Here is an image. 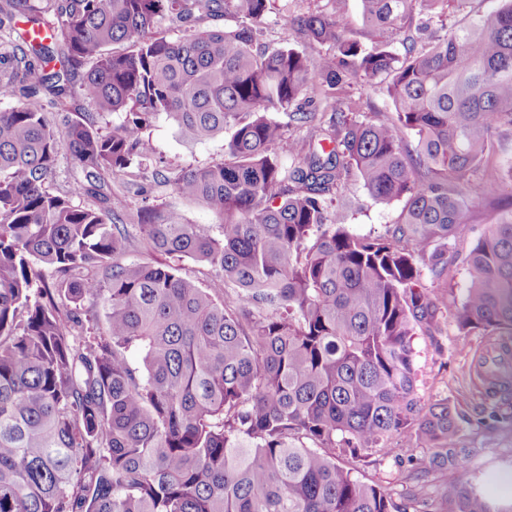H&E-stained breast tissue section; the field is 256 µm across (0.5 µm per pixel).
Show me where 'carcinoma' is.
I'll return each mask as SVG.
<instances>
[{"label": "carcinoma", "instance_id": "obj_1", "mask_svg": "<svg viewBox=\"0 0 512 512\" xmlns=\"http://www.w3.org/2000/svg\"><path fill=\"white\" fill-rule=\"evenodd\" d=\"M450 1L467 7L361 0L350 37L335 0L334 13L294 19L319 47L309 57L253 49L273 0H3L1 15L31 27L0 71V512H407L336 451L370 464L396 444L441 463L455 447L448 402L418 401L414 342L447 324L423 278L453 280L448 242L474 176L493 215L466 256L453 321L512 336V198L498 197L512 162L484 178L512 133V0L388 50L400 33L444 29ZM219 17L234 27L197 28ZM163 23L184 35L142 38ZM60 33L57 57L45 40ZM122 41L128 51L109 50ZM34 59L59 68L34 85ZM314 77L332 99L322 114L307 109ZM354 78L385 83L389 119L356 115ZM41 85L77 90L90 111L54 126ZM281 111L306 138L269 116ZM114 113L123 122L102 131ZM160 114L196 141L231 132L224 161L173 180L219 217L217 235L173 207L142 209L131 230L72 203L151 155L143 132ZM63 151L83 180L53 193ZM352 179L403 203L383 234L349 232L340 198ZM138 246L149 258H129ZM185 259L222 287L181 275ZM35 263L56 283L35 280ZM441 501L512 512V497L492 503L466 473Z\"/></svg>", "mask_w": 512, "mask_h": 512}]
</instances>
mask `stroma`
<instances>
[{"mask_svg": "<svg viewBox=\"0 0 512 512\" xmlns=\"http://www.w3.org/2000/svg\"><path fill=\"white\" fill-rule=\"evenodd\" d=\"M317 10L338 12V20L347 32H356L361 27V0H345L340 7L334 0H274L262 25L260 49L287 45L308 56H316L317 45L297 30L292 19ZM352 93L361 105V118L383 121L391 116L392 106L380 81L357 80ZM145 136L152 146V160L131 164L105 178L104 190L112 195L113 212L122 223L134 224L142 209L166 205L179 209L187 223L218 226L219 219L213 212L176 194L173 179L181 170L223 161V136L199 143L184 141L176 125L163 115L151 120ZM481 188L482 183L477 179L469 180L464 187L477 206L469 213L448 251L449 259L457 263L450 291H443L441 284L432 280L424 282L429 290L444 294V303L448 306L461 300L466 286L467 272L460 261L491 219L490 210L479 203ZM344 195L351 203L346 223L357 235L373 236L384 232L386 226L396 221L401 210L400 203L375 200L358 180L348 182ZM493 342V337L477 332L460 333L452 324L443 335L420 336L415 340L420 379L418 396L422 404L444 400L455 412L459 428L458 452L452 462L436 467L430 463V449L401 452L394 448L369 467L348 454L339 456V464L351 469L355 477L378 484L398 502L405 501L408 492L418 486L430 500L439 501L444 486L464 470L486 482L491 495H511L512 485L507 484L505 478L512 474V394L501 401L490 398L470 369L474 350L488 348Z\"/></svg>", "mask_w": 512, "mask_h": 512, "instance_id": "stroma-1", "label": "stroma"}]
</instances>
